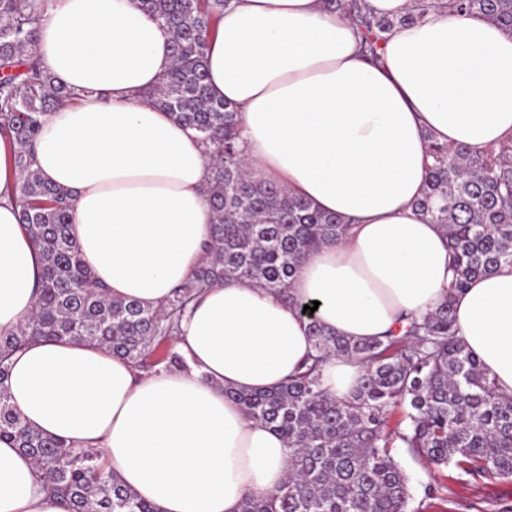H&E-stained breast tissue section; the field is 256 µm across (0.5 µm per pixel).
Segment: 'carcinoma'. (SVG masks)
I'll return each instance as SVG.
<instances>
[{
    "mask_svg": "<svg viewBox=\"0 0 512 512\" xmlns=\"http://www.w3.org/2000/svg\"><path fill=\"white\" fill-rule=\"evenodd\" d=\"M229 0H139L173 35V64L146 93L151 103L195 128L210 165L206 198L214 215L206 259L158 307L111 297L70 235L66 193L32 168L31 150L47 116L71 92L55 84L34 54L42 0H0V141L19 183L0 192L19 204V223L43 265L35 308L14 332L0 334V438L39 466L46 491L67 512H158L93 450L76 449L25 423L4 385L14 349L63 337L99 345L144 366L179 332L189 304L215 283L238 278L288 298L302 262L348 235L351 225L275 184L253 180L239 148L237 110L207 84L208 38ZM350 15L373 60L384 34L430 8L482 17L512 32V0H413L399 19L374 15L367 0H325ZM427 181L416 206L448 233L451 290L512 264V145L499 150L427 148ZM312 352L299 371L266 392L225 389L244 414L290 448L288 478L274 492L248 494L240 512H410L409 478L391 455L399 442L437 469L512 478V398L501 396L479 359L457 335L452 298L407 318L402 336L357 340L306 316ZM331 355L362 365L361 384L338 399L321 388ZM406 407V429L391 428Z\"/></svg>",
    "mask_w": 512,
    "mask_h": 512,
    "instance_id": "cac0c4a2",
    "label": "carcinoma"
}]
</instances>
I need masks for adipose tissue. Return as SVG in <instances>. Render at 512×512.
Here are the masks:
<instances>
[{
	"label": "adipose tissue",
	"instance_id": "obj_1",
	"mask_svg": "<svg viewBox=\"0 0 512 512\" xmlns=\"http://www.w3.org/2000/svg\"><path fill=\"white\" fill-rule=\"evenodd\" d=\"M44 69L73 94L50 114L33 167L72 200L70 234L115 298L156 307L204 258L213 222L197 131L145 91L172 67L170 30L137 0H46ZM212 95L239 113L255 178L350 222L301 265L289 299L247 279L208 288L174 342L186 369L145 374L67 338L15 351L9 401L34 429L94 449L160 512H239L288 477V449L224 390L263 391L311 350L298 307L337 335L371 339L452 297L458 334L512 395V265L450 293L448 235L415 202L429 140L491 149L512 137V33L433 10L363 56L323 0H232L207 51ZM41 258L0 197V333L32 312ZM362 369L336 356L321 386L345 398ZM0 512H65L36 462L0 440Z\"/></svg>",
	"mask_w": 512,
	"mask_h": 512
}]
</instances>
